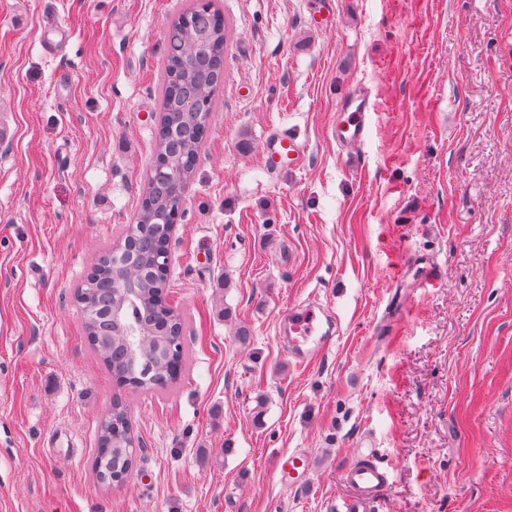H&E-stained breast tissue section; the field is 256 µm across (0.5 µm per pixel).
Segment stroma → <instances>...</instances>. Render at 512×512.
Wrapping results in <instances>:
<instances>
[{
  "label": "stroma",
  "instance_id": "1",
  "mask_svg": "<svg viewBox=\"0 0 512 512\" xmlns=\"http://www.w3.org/2000/svg\"><path fill=\"white\" fill-rule=\"evenodd\" d=\"M182 5L0 0V512H335L366 438L391 477L369 512H512V0H222L224 101L170 260L187 368L142 394L71 294L136 214ZM355 88L375 110L343 149ZM281 128L302 168H267ZM310 298L339 334L298 366L280 315ZM117 394L142 447L108 490ZM358 104L353 107V104ZM371 104L368 94L364 91L343 102L336 124L331 127L330 137L340 147L356 148L360 146L367 135L366 114L370 112ZM312 471V458L300 450L284 454L280 458V480L291 487H302Z\"/></svg>",
  "mask_w": 512,
  "mask_h": 512
}]
</instances>
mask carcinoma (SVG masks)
<instances>
[{
  "mask_svg": "<svg viewBox=\"0 0 512 512\" xmlns=\"http://www.w3.org/2000/svg\"><path fill=\"white\" fill-rule=\"evenodd\" d=\"M228 25L216 0H187L167 32L164 85L155 154L142 202L123 238L98 260L99 277L81 289L97 298L94 314H82L88 344L116 383L153 392L177 379L185 352L175 335L182 315L167 300L169 275L155 266V243L168 235L174 210L181 207L195 173V161L210 132L213 112L224 90ZM127 405L115 397L98 434L94 474L105 488L117 485L132 468L135 447Z\"/></svg>",
  "mask_w": 512,
  "mask_h": 512,
  "instance_id": "obj_1",
  "label": "carcinoma"
}]
</instances>
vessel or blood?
Returning <instances> with one entry per match:
<instances>
[{
    "label": "vessel or blood",
    "mask_w": 512,
    "mask_h": 512,
    "mask_svg": "<svg viewBox=\"0 0 512 512\" xmlns=\"http://www.w3.org/2000/svg\"><path fill=\"white\" fill-rule=\"evenodd\" d=\"M371 109L367 93L357 94L354 100L345 101L330 130V136L339 146L355 148L367 135L366 114ZM274 150L268 160L272 166L288 162L292 167H302L307 157L305 142L297 135L280 130L274 134ZM339 332L338 323L331 312L319 304L296 305L289 309L288 319L281 330L282 341L297 364H307L323 356L331 348ZM312 471V459L302 451L284 454L280 459L279 474L282 482L292 487H302ZM348 490L336 512H366L370 503L384 495L390 485L388 470L376 464L371 455H361L344 474Z\"/></svg>",
    "instance_id": "vessel-or-blood-1"
}]
</instances>
